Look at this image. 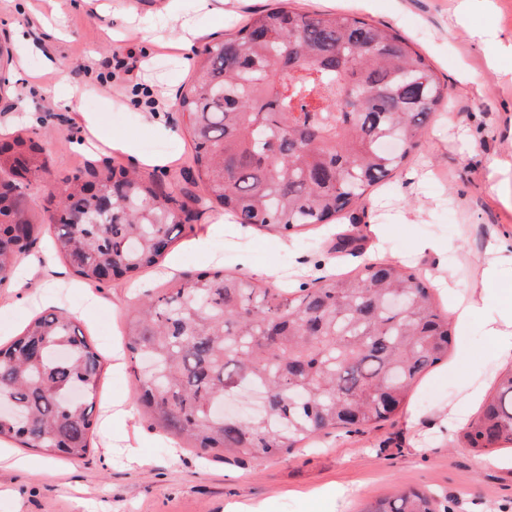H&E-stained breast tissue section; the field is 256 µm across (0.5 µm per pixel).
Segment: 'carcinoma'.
<instances>
[{
  "label": "carcinoma",
  "mask_w": 512,
  "mask_h": 512,
  "mask_svg": "<svg viewBox=\"0 0 512 512\" xmlns=\"http://www.w3.org/2000/svg\"><path fill=\"white\" fill-rule=\"evenodd\" d=\"M451 103L448 85L400 34L281 0L205 47L177 109L193 139L188 179L235 223L286 236L354 211ZM41 154L19 138L0 143V169L43 173ZM48 202L55 253L95 285L154 264L180 228L173 195L122 167L76 176ZM41 230L0 191V283ZM395 294L401 310L389 305ZM125 336L136 365L150 361L136 399L154 422L201 454L241 462L388 420L452 342L430 283L379 259L291 291L218 270L186 274L130 307ZM100 374L99 352L76 318L35 316L0 346V398L13 408L0 416V439L85 457ZM464 439L480 456L512 445V370ZM361 512L449 510L431 493L399 490Z\"/></svg>",
  "instance_id": "carcinoma-1"
}]
</instances>
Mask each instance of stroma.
I'll list each match as a JSON object with an SVG mask.
<instances>
[{
    "label": "stroma",
    "mask_w": 512,
    "mask_h": 512,
    "mask_svg": "<svg viewBox=\"0 0 512 512\" xmlns=\"http://www.w3.org/2000/svg\"><path fill=\"white\" fill-rule=\"evenodd\" d=\"M275 0H227L223 17L184 0L183 22L206 30L207 40L191 49L179 47L178 24L156 13L159 0H92L88 9L63 8L66 36L56 51L65 69L49 72L40 54L18 43L6 26L10 17L28 19L43 12V0H0V43L12 60L4 69L11 79L0 85V138L39 142L47 170L21 181L34 213L47 204L49 189L85 172L93 162L77 149L76 116L52 108L42 88L80 92L83 111L100 116L103 126L135 140L147 155L172 157L171 168L155 173L161 188L185 179L191 154L188 120L169 107L160 121L172 132L158 136L137 112L124 108L134 95L180 89L192 77L198 54L209 41L223 39L253 11ZM460 0H294L305 12L345 11L384 25L407 38L432 64L453 94L450 111L430 124L421 146L379 190L370 193L355 218L303 227L290 239L264 230H243L215 239L202 252L185 251L187 239L199 235L221 216L217 202L198 208L190 227L168 247L183 256V270L241 272L242 252L251 255L249 271L257 281L315 286L326 269L357 268L362 256L388 257L421 277L448 267L461 290L480 285L492 238L512 240V0H481L469 15L458 11ZM134 18L122 38L108 41L103 30L112 15ZM135 48L138 67L126 76L119 63ZM22 81H15L16 69ZM500 169H492V162ZM385 228L374 239L369 225ZM357 238L362 255L336 254L338 236ZM53 236L44 227L28 251L22 282L0 287V340L19 335L46 306L80 318L86 339L102 355L96 400L130 401L136 380L123 344L126 312L136 289H158L167 279L166 262L138 271L133 282L72 288L53 281L58 257L44 259ZM440 243V254L417 252L422 241ZM464 406L456 377L445 364L426 371L412 387L407 404L388 421L361 433L331 430L307 448L265 462L236 463L202 457L155 428L148 414L134 410L111 432L95 428L82 459H50V473L21 474L0 463V512H225L232 502L256 501L264 512H361L370 502L401 489H425L447 501L453 512H512V470L478 457L462 432L447 437L427 426L410 428L412 413L431 416L448 406ZM342 490L338 508L310 499L316 488Z\"/></svg>",
    "instance_id": "35a3bbf8"
}]
</instances>
